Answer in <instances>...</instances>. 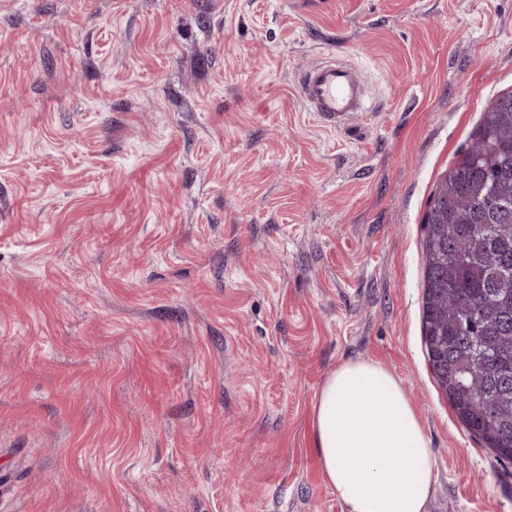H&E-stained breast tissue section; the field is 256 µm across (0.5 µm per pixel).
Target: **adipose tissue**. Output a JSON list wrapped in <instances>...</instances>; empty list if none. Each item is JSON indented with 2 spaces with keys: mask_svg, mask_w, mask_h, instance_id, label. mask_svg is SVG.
Masks as SVG:
<instances>
[{
  "mask_svg": "<svg viewBox=\"0 0 512 512\" xmlns=\"http://www.w3.org/2000/svg\"><path fill=\"white\" fill-rule=\"evenodd\" d=\"M312 427L324 481L343 512H430L433 451L401 379L370 359L330 371Z\"/></svg>",
  "mask_w": 512,
  "mask_h": 512,
  "instance_id": "adipose-tissue-1",
  "label": "adipose tissue"
}]
</instances>
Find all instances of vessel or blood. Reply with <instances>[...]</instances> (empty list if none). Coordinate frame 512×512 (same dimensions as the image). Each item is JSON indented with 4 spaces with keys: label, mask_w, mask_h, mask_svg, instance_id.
Instances as JSON below:
<instances>
[{
    "label": "vessel or blood",
    "mask_w": 512,
    "mask_h": 512,
    "mask_svg": "<svg viewBox=\"0 0 512 512\" xmlns=\"http://www.w3.org/2000/svg\"><path fill=\"white\" fill-rule=\"evenodd\" d=\"M300 97L309 111L317 113L329 127L340 129L363 111L366 90L355 68L329 60L307 72L300 85Z\"/></svg>",
    "instance_id": "b4317fda"
}]
</instances>
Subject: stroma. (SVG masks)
I'll return each instance as SVG.
<instances>
[{"label":"stroma","instance_id":"35a3bbf8","mask_svg":"<svg viewBox=\"0 0 512 512\" xmlns=\"http://www.w3.org/2000/svg\"><path fill=\"white\" fill-rule=\"evenodd\" d=\"M509 92L512 0H0V512H342L311 413L356 358L431 512H512L422 329L425 213ZM300 97L305 107L317 112L329 127L341 129L357 112H363L366 90L355 68L343 61L329 60L307 72L300 85Z\"/></svg>","mask_w":512,"mask_h":512}]
</instances>
